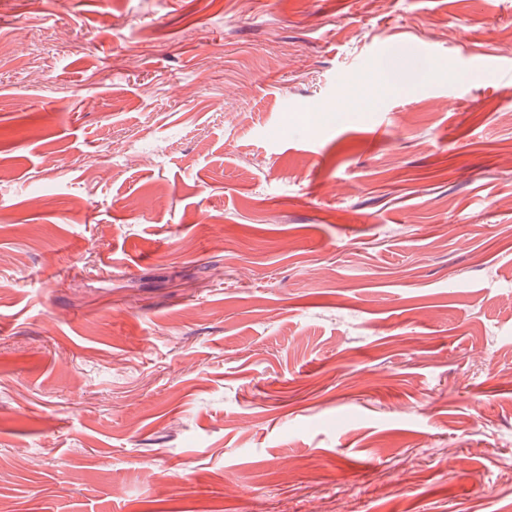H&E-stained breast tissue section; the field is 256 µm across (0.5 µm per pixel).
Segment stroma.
Listing matches in <instances>:
<instances>
[{"label":"stroma","mask_w":512,"mask_h":512,"mask_svg":"<svg viewBox=\"0 0 512 512\" xmlns=\"http://www.w3.org/2000/svg\"><path fill=\"white\" fill-rule=\"evenodd\" d=\"M509 43L0 0V512H512Z\"/></svg>","instance_id":"1"}]
</instances>
